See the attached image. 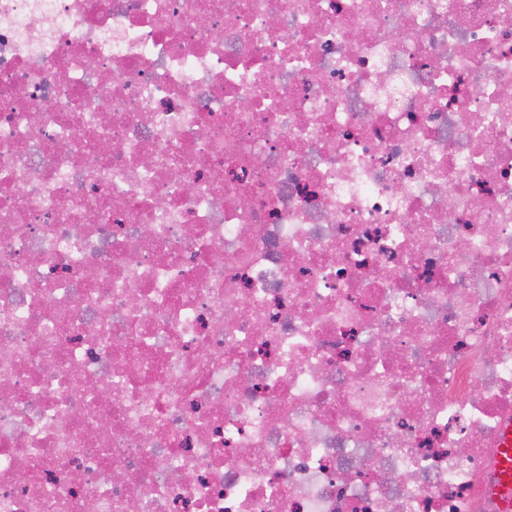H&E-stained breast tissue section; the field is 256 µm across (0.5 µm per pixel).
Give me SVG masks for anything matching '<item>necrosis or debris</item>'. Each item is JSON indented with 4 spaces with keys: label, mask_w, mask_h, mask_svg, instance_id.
Returning <instances> with one entry per match:
<instances>
[{
    "label": "necrosis or debris",
    "mask_w": 512,
    "mask_h": 512,
    "mask_svg": "<svg viewBox=\"0 0 512 512\" xmlns=\"http://www.w3.org/2000/svg\"><path fill=\"white\" fill-rule=\"evenodd\" d=\"M510 422L512 0H0V512H502Z\"/></svg>",
    "instance_id": "4bbe7bcc"
}]
</instances>
